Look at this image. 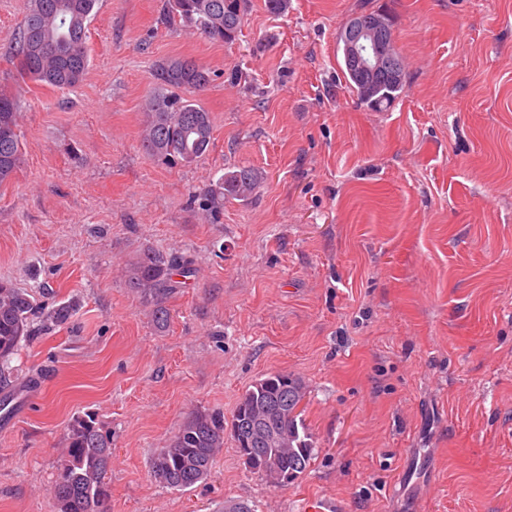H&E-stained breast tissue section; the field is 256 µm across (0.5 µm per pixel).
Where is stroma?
I'll use <instances>...</instances> for the list:
<instances>
[{
	"mask_svg": "<svg viewBox=\"0 0 512 512\" xmlns=\"http://www.w3.org/2000/svg\"><path fill=\"white\" fill-rule=\"evenodd\" d=\"M27 0H0V89L19 90L21 164L0 186V280L71 321L22 342L0 417V512H54L74 415L112 434L110 512H512V0H249L231 44L166 0H99L76 88L15 82ZM382 8L407 71L382 112L337 35ZM194 59L213 144L191 165L140 148L151 69ZM261 176L215 216L225 172ZM196 272L156 329L125 271L144 248ZM274 372L300 378L314 458L274 486L232 437L208 478L151 473L193 411L232 416ZM414 486L391 495L410 458Z\"/></svg>",
	"mask_w": 512,
	"mask_h": 512,
	"instance_id": "35a3bbf8",
	"label": "stroma"
}]
</instances>
